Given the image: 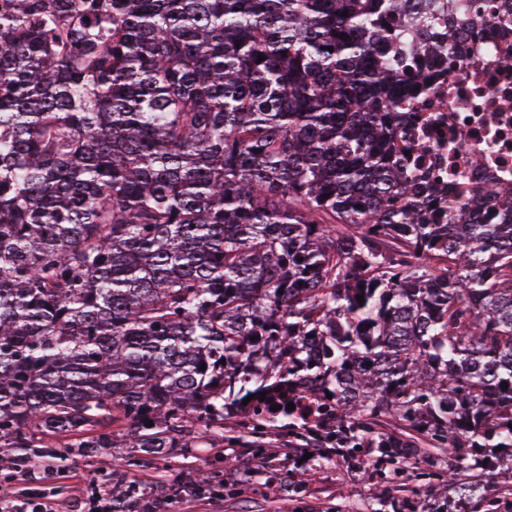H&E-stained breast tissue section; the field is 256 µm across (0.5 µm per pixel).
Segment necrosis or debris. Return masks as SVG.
Instances as JSON below:
<instances>
[{
    "mask_svg": "<svg viewBox=\"0 0 512 512\" xmlns=\"http://www.w3.org/2000/svg\"><path fill=\"white\" fill-rule=\"evenodd\" d=\"M422 57L433 94L411 112L414 167L436 196L512 195V16L469 11L440 21Z\"/></svg>",
    "mask_w": 512,
    "mask_h": 512,
    "instance_id": "obj_1",
    "label": "necrosis or debris"
}]
</instances>
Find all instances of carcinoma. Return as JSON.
I'll use <instances>...</instances> for the list:
<instances>
[{
  "mask_svg": "<svg viewBox=\"0 0 512 512\" xmlns=\"http://www.w3.org/2000/svg\"><path fill=\"white\" fill-rule=\"evenodd\" d=\"M432 19L428 0H0V453L148 467L228 423L354 463L433 448L426 512L512 489V197L483 195L504 224L483 198L433 224L401 145ZM151 507L112 479V512Z\"/></svg>",
  "mask_w": 512,
  "mask_h": 512,
  "instance_id": "1",
  "label": "carcinoma"
}]
</instances>
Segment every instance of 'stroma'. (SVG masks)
Listing matches in <instances>:
<instances>
[{
    "mask_svg": "<svg viewBox=\"0 0 512 512\" xmlns=\"http://www.w3.org/2000/svg\"><path fill=\"white\" fill-rule=\"evenodd\" d=\"M249 439L225 431L220 448H175L155 460L151 468L129 466L132 448H100L94 457L75 448L58 455L49 451L0 457V495H28L57 503L60 512H78L91 497L111 498L112 477L119 474L140 487L155 491L156 512H376L385 499V512L409 504L423 512L434 492L420 472L438 468L437 456L401 470L379 461L375 449H362L364 468L347 470L342 458L323 456L307 479L288 482L300 472L301 451L289 447L284 434L269 436L265 452L250 448ZM232 456L234 470L225 472L223 496L197 493L193 483L208 462Z\"/></svg>",
    "mask_w": 512,
    "mask_h": 512,
    "instance_id": "35a3bbf8",
    "label": "stroma"
}]
</instances>
